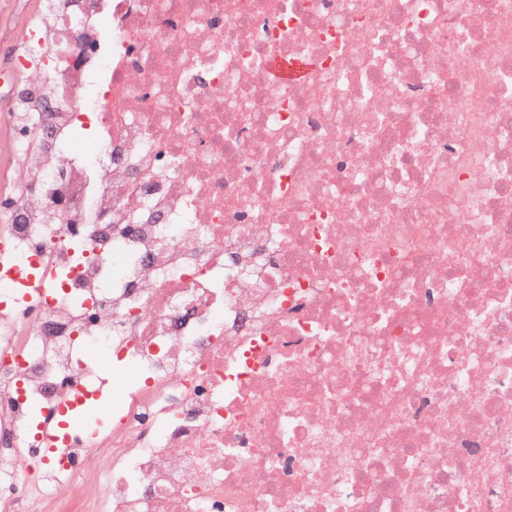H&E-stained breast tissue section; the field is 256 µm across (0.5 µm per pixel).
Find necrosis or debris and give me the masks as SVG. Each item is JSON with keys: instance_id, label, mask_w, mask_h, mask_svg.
I'll list each match as a JSON object with an SVG mask.
<instances>
[{"instance_id": "4bbe7bcc", "label": "necrosis or debris", "mask_w": 512, "mask_h": 512, "mask_svg": "<svg viewBox=\"0 0 512 512\" xmlns=\"http://www.w3.org/2000/svg\"><path fill=\"white\" fill-rule=\"evenodd\" d=\"M70 18L83 65L12 93L84 104L16 147L0 512H512V0Z\"/></svg>"}]
</instances>
